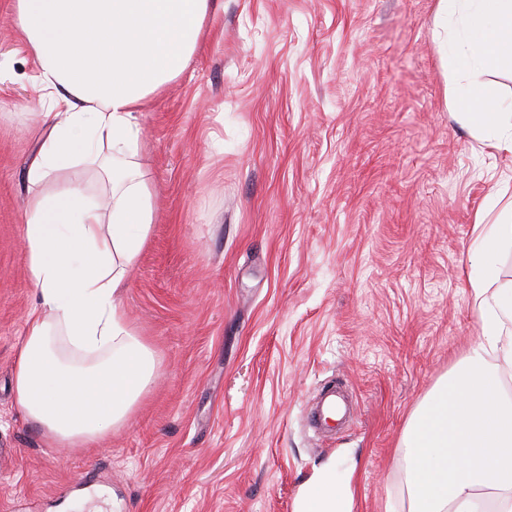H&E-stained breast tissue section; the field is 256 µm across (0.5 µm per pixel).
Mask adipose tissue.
Masks as SVG:
<instances>
[{"label":"adipose tissue","instance_id":"adipose-tissue-1","mask_svg":"<svg viewBox=\"0 0 512 512\" xmlns=\"http://www.w3.org/2000/svg\"><path fill=\"white\" fill-rule=\"evenodd\" d=\"M211 10L212 0L12 2L46 104L43 140L25 168L28 274L40 303L24 321L13 386L23 416L52 447H96L160 369L122 304L155 219L135 110L185 71ZM438 11L462 19L448 61L470 79L453 91L454 111L491 148L512 154L498 86L473 78L512 65V0H439ZM75 165L103 174V199L91 200L81 180H60ZM508 248L512 224L480 225L467 275L480 339L405 426L407 512H512V399L502 382L512 370V279L496 263ZM299 512H349L331 470Z\"/></svg>","mask_w":512,"mask_h":512}]
</instances>
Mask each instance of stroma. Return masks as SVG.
I'll list each match as a JSON object with an SVG mask.
<instances>
[{"label": "stroma", "instance_id": "1", "mask_svg": "<svg viewBox=\"0 0 512 512\" xmlns=\"http://www.w3.org/2000/svg\"><path fill=\"white\" fill-rule=\"evenodd\" d=\"M437 5L219 0L136 112L156 215L124 306L161 374L101 447L59 450L11 387L43 126L0 0V512H298L329 464L350 512H405L399 443L479 337L468 249L512 181L450 106ZM336 378L357 413L321 440L306 404Z\"/></svg>", "mask_w": 512, "mask_h": 512}]
</instances>
